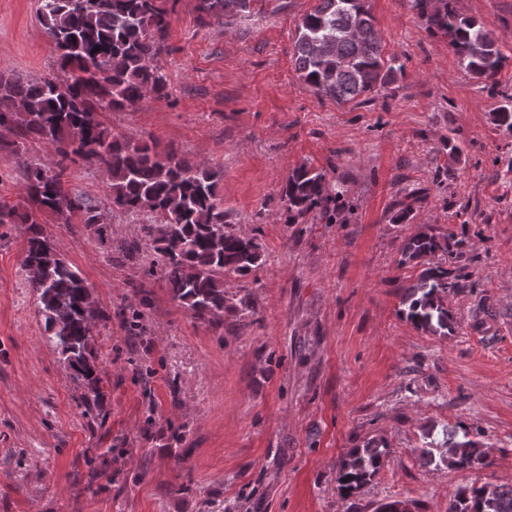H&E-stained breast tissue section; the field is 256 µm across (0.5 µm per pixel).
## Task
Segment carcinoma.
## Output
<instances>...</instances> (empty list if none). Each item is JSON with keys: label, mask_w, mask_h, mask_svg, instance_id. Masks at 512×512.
Masks as SVG:
<instances>
[{"label": "carcinoma", "mask_w": 512, "mask_h": 512, "mask_svg": "<svg viewBox=\"0 0 512 512\" xmlns=\"http://www.w3.org/2000/svg\"><path fill=\"white\" fill-rule=\"evenodd\" d=\"M252 2L198 0L196 8L228 26L248 19ZM409 2L430 33L448 39L466 72L486 82L496 79L507 56L489 31L455 9V0ZM177 3L39 0V21L58 52L57 72L23 78L0 71V129L16 136L14 154L21 158L18 169L27 204L22 212L0 204V224L27 225L21 267L38 295L48 340L68 338L61 354L73 380L87 388V413L99 407L103 396L90 323L105 315L80 272L58 254L39 214L48 210L62 224L77 220L96 232L109 207L142 218L144 238L156 253L146 276L161 273L172 300L209 324L227 308L224 273L246 277L262 259L257 239L238 234L227 220L220 170L192 164L173 149L161 152L154 144L114 136L100 119L104 112L134 107L147 95L167 94V76L158 60L168 52L165 38ZM294 58L304 83L338 104L387 88L404 68L397 59L384 58L366 0H316L300 20ZM492 121L512 132V96L504 98ZM31 137L51 146L52 164L22 158ZM80 161L104 167L107 202L69 185L70 166ZM338 196L329 190L324 172L301 165L281 187L283 223L302 224L310 213L331 222ZM462 246L441 242L426 229L404 244L401 263L421 268L413 284L399 289L403 314L416 329L441 336L452 329L454 314L447 299L457 287L456 276L432 257L442 251L459 258ZM445 448L438 459L432 450H422L421 461L475 470L487 465L485 451L469 438L448 439ZM385 456L386 448L377 442L350 449L337 466L340 495L348 498L372 480ZM448 512H512V486L485 482L460 488L449 500Z\"/></svg>", "instance_id": "carcinoma-1"}]
</instances>
